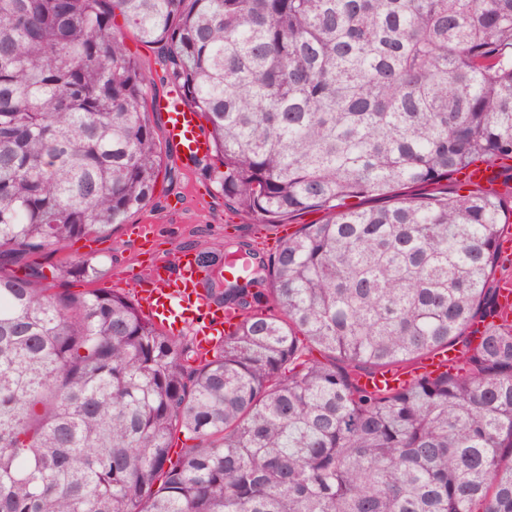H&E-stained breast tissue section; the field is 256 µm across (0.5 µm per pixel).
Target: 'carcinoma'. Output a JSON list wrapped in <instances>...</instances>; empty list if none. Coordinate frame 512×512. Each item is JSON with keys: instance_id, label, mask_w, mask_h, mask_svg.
<instances>
[{"instance_id": "cac0c4a2", "label": "carcinoma", "mask_w": 512, "mask_h": 512, "mask_svg": "<svg viewBox=\"0 0 512 512\" xmlns=\"http://www.w3.org/2000/svg\"><path fill=\"white\" fill-rule=\"evenodd\" d=\"M118 16L210 124L230 207L324 212L216 289L239 323L209 351L62 287L93 259H31L153 195ZM508 48L512 0H0V512H512V187L398 195L512 159Z\"/></svg>"}]
</instances>
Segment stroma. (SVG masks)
Listing matches in <instances>:
<instances>
[{
  "label": "stroma",
  "instance_id": "35a3bbf8",
  "mask_svg": "<svg viewBox=\"0 0 512 512\" xmlns=\"http://www.w3.org/2000/svg\"><path fill=\"white\" fill-rule=\"evenodd\" d=\"M125 41L132 57L149 79V95L166 90L159 47L142 45L130 33L126 34ZM163 167L165 173L159 176L151 201L130 218L134 224L153 225V249L141 246L122 225L107 237L71 241L63 254H39L38 262L49 266L64 255L93 257L100 260L108 272L104 287L132 292L155 260L171 257L180 248L216 249L244 240L252 243L260 259L265 260L284 231L293 232L301 225L315 224L323 218L322 212L310 209L290 218L284 226L264 224L225 205L223 195L208 176L207 161L185 165L169 149L163 155Z\"/></svg>",
  "mask_w": 512,
  "mask_h": 512
}]
</instances>
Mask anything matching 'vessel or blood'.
I'll return each instance as SVG.
<instances>
[{
    "instance_id": "1",
    "label": "vessel or blood",
    "mask_w": 512,
    "mask_h": 512,
    "mask_svg": "<svg viewBox=\"0 0 512 512\" xmlns=\"http://www.w3.org/2000/svg\"><path fill=\"white\" fill-rule=\"evenodd\" d=\"M150 105L162 116L165 140L178 156L191 161L210 153L211 144L201 131L198 112L184 103L179 94L166 91L153 98ZM499 178L497 168L481 162L460 174L461 181L469 186L491 187ZM138 300L152 323L171 329L190 328L204 349L218 332L237 322L234 314L224 312L209 298L189 250L178 251L172 260L159 261L141 282Z\"/></svg>"
}]
</instances>
